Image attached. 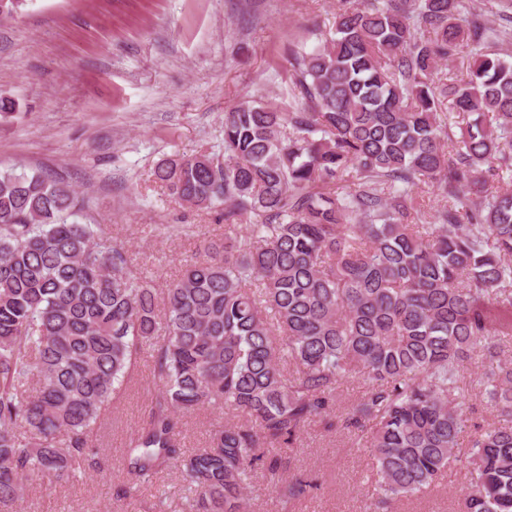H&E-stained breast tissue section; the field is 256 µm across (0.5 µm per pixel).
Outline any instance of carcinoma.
<instances>
[{
    "label": "carcinoma",
    "mask_w": 512,
    "mask_h": 512,
    "mask_svg": "<svg viewBox=\"0 0 512 512\" xmlns=\"http://www.w3.org/2000/svg\"><path fill=\"white\" fill-rule=\"evenodd\" d=\"M26 2L0 0V23ZM366 2L292 53L288 101L224 112L223 161L157 164L169 194L224 207V238L161 297L102 225L78 221L71 185L0 170V512L31 480L85 473L93 426L145 351L158 390L128 437L118 498L179 465V509L157 487L154 512H252L256 472L283 467L273 449L294 447L361 377L343 422L368 431L381 512L461 459L463 512H512V425L485 428L465 408L475 391L512 418V356L488 316L512 313V191L494 187L512 176V55L490 52L512 39V0H494L496 25L465 0ZM460 53L467 79H435ZM348 171L352 186L332 189ZM421 182L445 200L425 224ZM205 406L238 421L185 456L179 418ZM315 487L275 484L286 504Z\"/></svg>",
    "instance_id": "cac0c4a2"
}]
</instances>
